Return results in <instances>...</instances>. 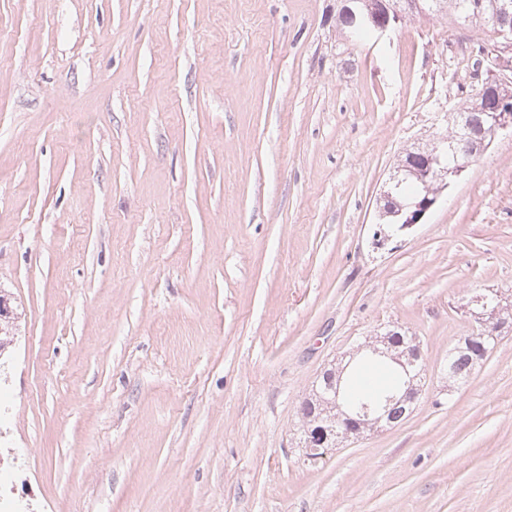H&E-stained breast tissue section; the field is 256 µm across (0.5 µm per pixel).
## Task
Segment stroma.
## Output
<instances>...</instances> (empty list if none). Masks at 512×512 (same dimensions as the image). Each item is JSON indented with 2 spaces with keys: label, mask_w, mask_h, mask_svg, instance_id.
<instances>
[{
  "label": "stroma",
  "mask_w": 512,
  "mask_h": 512,
  "mask_svg": "<svg viewBox=\"0 0 512 512\" xmlns=\"http://www.w3.org/2000/svg\"><path fill=\"white\" fill-rule=\"evenodd\" d=\"M339 0H0V463L38 512H512V138L425 223L379 224L495 33L346 44ZM402 328L405 420L309 458L323 370ZM482 336V338H481ZM500 333L496 332L495 327L488 325L480 330V332L473 338V352L472 353H457L452 356L448 362V370L451 377L458 381H464L472 373V371L480 363L475 360V353L479 357H486L481 360L482 362L489 356L492 350L498 343Z\"/></svg>",
  "instance_id": "1"
}]
</instances>
